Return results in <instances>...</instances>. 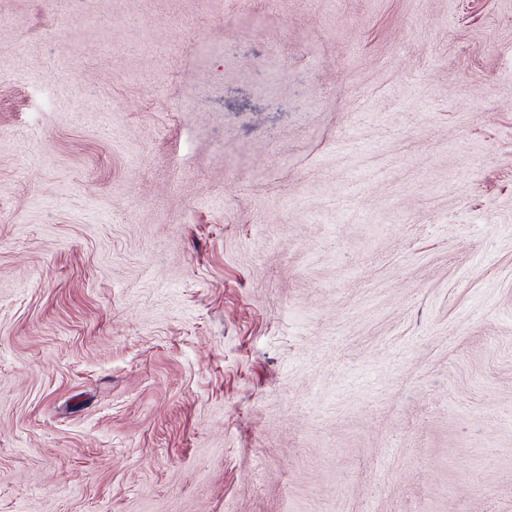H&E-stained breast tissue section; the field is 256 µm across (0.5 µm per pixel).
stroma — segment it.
Returning a JSON list of instances; mask_svg holds the SVG:
<instances>
[{
	"instance_id": "35a3bbf8",
	"label": "stroma",
	"mask_w": 512,
	"mask_h": 512,
	"mask_svg": "<svg viewBox=\"0 0 512 512\" xmlns=\"http://www.w3.org/2000/svg\"><path fill=\"white\" fill-rule=\"evenodd\" d=\"M0 512H512V0H0Z\"/></svg>"
}]
</instances>
